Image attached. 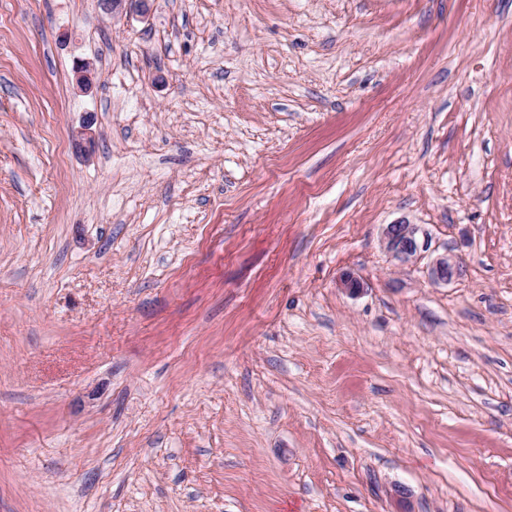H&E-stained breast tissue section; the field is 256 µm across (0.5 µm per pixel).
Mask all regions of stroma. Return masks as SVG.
I'll list each match as a JSON object with an SVG mask.
<instances>
[{
	"instance_id": "1",
	"label": "stroma",
	"mask_w": 512,
	"mask_h": 512,
	"mask_svg": "<svg viewBox=\"0 0 512 512\" xmlns=\"http://www.w3.org/2000/svg\"><path fill=\"white\" fill-rule=\"evenodd\" d=\"M150 8L0 0V512H512V0ZM101 11L112 17L116 15L138 14L146 17L149 13V2L152 0H97ZM417 233L418 228L414 224H387L383 230L382 243L393 259L408 263L419 251ZM460 265L454 261L448 254L439 257L430 270L431 277L436 282H448L458 276Z\"/></svg>"
}]
</instances>
